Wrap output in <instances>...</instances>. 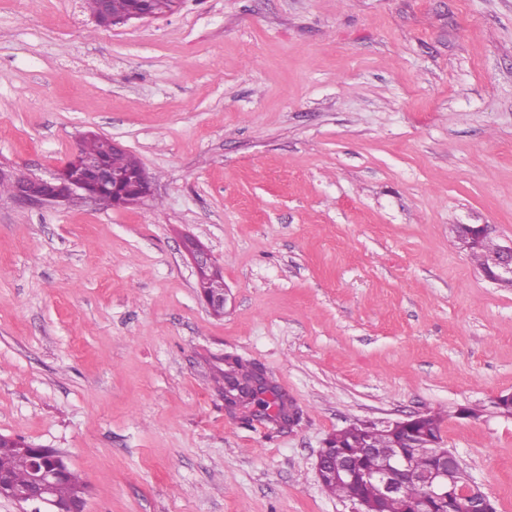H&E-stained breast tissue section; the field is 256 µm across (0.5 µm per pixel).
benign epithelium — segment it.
<instances>
[{
  "label": "benign epithelium",
  "instance_id": "obj_1",
  "mask_svg": "<svg viewBox=\"0 0 512 512\" xmlns=\"http://www.w3.org/2000/svg\"><path fill=\"white\" fill-rule=\"evenodd\" d=\"M88 168L99 181L95 188L75 178H67V167L63 166L47 178L29 177L18 200L30 206L66 205L75 200L94 201L97 199V191L109 188L115 200L114 206L125 208L140 205L153 196L150 185L144 191L137 192L122 173L112 172L95 162L88 163ZM185 249L198 277L216 263L212 253L195 239H187ZM489 277L495 283L512 281V244L500 246L492 255ZM200 297L210 313L225 312L227 289L211 294L202 293ZM254 412L272 417V423L279 427L292 424L295 418L293 410L278 405L266 409L264 405L256 403ZM416 420V416L410 415L403 420H385L379 425L373 422L362 423L369 434L379 427L384 430L405 429V446L397 448L389 459L380 458L377 450L369 447L365 450L369 462H355L345 453L336 451L329 441H324L316 464L319 477L335 476L351 483H374L378 485L383 499L395 496L402 480L418 479L425 485L426 494L417 502L404 503L403 512H496L494 502L477 491V485L472 479H467L461 486L448 483V461L459 464L457 455L445 448L439 440L426 441L418 436ZM423 452L430 455L431 464L427 470L420 472L415 467V455ZM59 474L60 469L43 464L42 458L37 455L32 459L29 481L23 487L15 488L0 481V498L33 504L35 508L31 512H58L53 487Z\"/></svg>",
  "mask_w": 512,
  "mask_h": 512
}]
</instances>
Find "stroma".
Returning <instances> with one entry per match:
<instances>
[{
	"mask_svg": "<svg viewBox=\"0 0 512 512\" xmlns=\"http://www.w3.org/2000/svg\"><path fill=\"white\" fill-rule=\"evenodd\" d=\"M89 131L153 199L0 196V434L64 452L84 512H349L324 440L423 412L512 512V287L452 232L512 241V0H180L107 29L0 0V163L48 175ZM227 354L293 425L225 407ZM185 249L195 269L197 279L216 263L212 253L195 239L188 238ZM206 288H209L211 291L224 288V276L219 266L213 271L211 278L206 284ZM200 297L211 314L220 313L224 315L228 302L227 288L211 294L200 293Z\"/></svg>",
	"mask_w": 512,
	"mask_h": 512,
	"instance_id": "35a3bbf8",
	"label": "stroma"
}]
</instances>
